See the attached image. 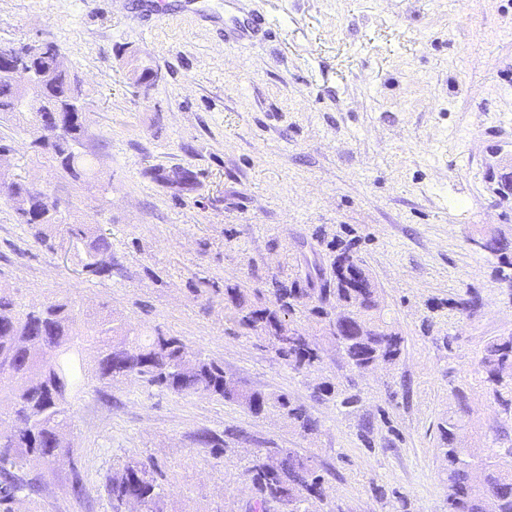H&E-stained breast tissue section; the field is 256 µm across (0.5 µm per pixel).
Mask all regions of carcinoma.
I'll return each instance as SVG.
<instances>
[{
    "mask_svg": "<svg viewBox=\"0 0 512 512\" xmlns=\"http://www.w3.org/2000/svg\"><path fill=\"white\" fill-rule=\"evenodd\" d=\"M57 52L54 44L42 49L32 61L31 75L52 68ZM28 96L40 106L27 108ZM67 98L84 101L85 91L78 78L61 77L38 92L30 75H22L13 84H0V113L27 112L34 119L37 113L49 112ZM34 131L31 147H37L40 140L41 151L52 155L63 172L75 179L87 175L84 158L75 149L85 134L84 119L78 112L65 113L59 125L36 126ZM38 194L39 190L23 181L0 174V200L13 207L19 223L28 225L37 242L52 245V232L61 226L81 265L89 266L96 256L112 252L108 238L89 224L63 226L57 219H40L41 211L57 208L55 201L23 206ZM327 247L332 250L330 265L315 264L312 274L274 278L267 289L225 283L224 308L231 311L246 335L271 346L291 369L301 372L319 369L322 345L336 341V337L315 341L303 335L284 340L276 335L277 329L286 321L296 325L305 320L325 328L336 320V304L342 303L351 309L342 337L347 364L358 371L379 358L395 364L403 340L387 319L385 308L378 307L381 289L365 261L350 242L343 246L329 243ZM482 251L504 260L512 251V239L495 229L483 238ZM86 341L96 348L92 372L100 382L134 380L178 394L203 393L242 405L256 417L277 415L303 435L318 429V421L304 405L284 393L244 388L226 375L223 364L194 351L178 336L159 328L144 334L110 317L82 329L70 298L28 308L0 288V360H10L13 367V373L0 374V405L13 410L19 419L10 432L0 434V506H5L6 512H11L17 499L40 495L41 476L28 472L32 463L50 465L69 454L60 432L71 427L72 404L86 393ZM511 367L512 334L492 340L481 359L486 382L505 411H512V378L503 380L499 375ZM313 394L342 407L359 402L358 394L330 381L319 382ZM454 400L456 410L438 423L447 512H512V445L496 449L498 469L487 475L484 486H476L469 470L474 458L459 435L466 397L458 391ZM198 442L215 459L227 452L225 440L209 431L198 434ZM244 475L251 492L248 512H267L260 505L261 497H288L293 500L292 512H318V506L327 501L319 464L294 448L261 442L246 459ZM105 494L111 512H128L126 505L131 499L142 503V512H166L161 472L151 461L129 460L114 468L106 480Z\"/></svg>",
    "mask_w": 512,
    "mask_h": 512,
    "instance_id": "obj_1",
    "label": "carcinoma"
}]
</instances>
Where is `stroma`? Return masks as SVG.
<instances>
[{"instance_id": "obj_1", "label": "stroma", "mask_w": 512, "mask_h": 512, "mask_svg": "<svg viewBox=\"0 0 512 512\" xmlns=\"http://www.w3.org/2000/svg\"><path fill=\"white\" fill-rule=\"evenodd\" d=\"M270 39L224 36V0H0V45L47 39L86 91V181L33 152L27 118L0 114L12 170L59 203L65 224L112 244V274L81 273L64 234L35 241L0 201V288L27 305L72 299L81 318L161 328L220 361L250 389L306 406L317 431L204 394L136 381H90L65 435L70 452L42 467L43 491L13 512H110L113 467L150 458L169 512H245L247 438L315 457L342 512H445L437 425L468 402L466 445L512 438L479 360L512 334V267L474 249L484 228L512 237V0H248ZM158 73L137 91L131 59ZM181 169L186 187L156 179ZM356 240L402 333L394 365L352 369L336 349L321 370H292L241 335L224 282L262 288ZM476 295L473 315L456 301ZM433 333H425L426 323ZM329 379L360 403L318 401ZM371 422V442L361 426ZM237 431L214 459L199 432ZM85 494L76 498L74 481Z\"/></svg>"}]
</instances>
